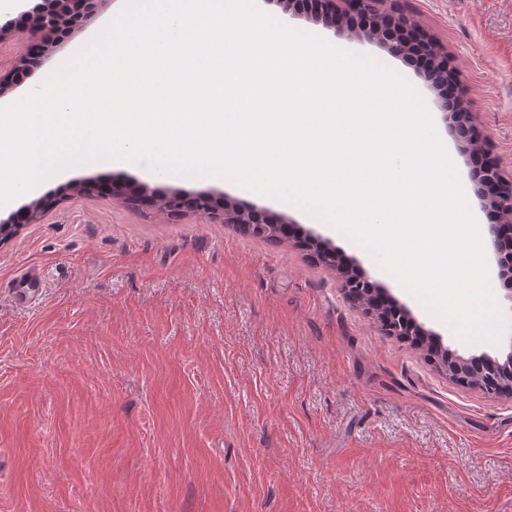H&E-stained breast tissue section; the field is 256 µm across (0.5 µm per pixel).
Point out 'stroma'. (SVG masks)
Returning <instances> with one entry per match:
<instances>
[{
  "instance_id": "35a3bbf8",
  "label": "stroma",
  "mask_w": 512,
  "mask_h": 512,
  "mask_svg": "<svg viewBox=\"0 0 512 512\" xmlns=\"http://www.w3.org/2000/svg\"><path fill=\"white\" fill-rule=\"evenodd\" d=\"M132 0L95 10L10 104L94 39ZM277 23L373 57L422 95L479 227L474 159L419 68L277 0ZM448 52L477 133L512 178V0H384ZM121 183L246 202L314 236L425 330L468 357L498 343L455 333L371 253L298 202L243 199L231 180L105 158L66 166L59 203L0 246V512H512V397L452 381L382 333L337 270L304 251L185 209L167 218L97 192ZM38 269L40 297L13 288Z\"/></svg>"
}]
</instances>
